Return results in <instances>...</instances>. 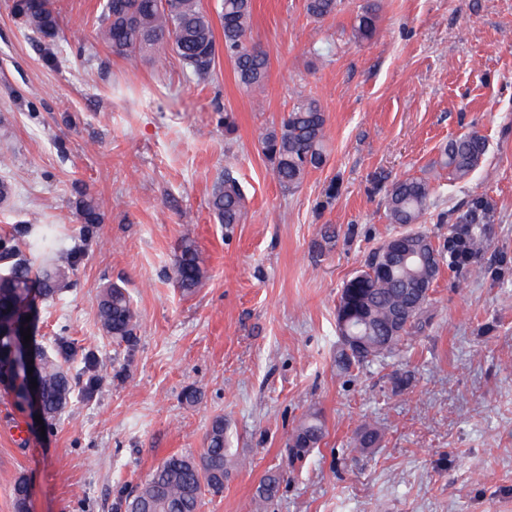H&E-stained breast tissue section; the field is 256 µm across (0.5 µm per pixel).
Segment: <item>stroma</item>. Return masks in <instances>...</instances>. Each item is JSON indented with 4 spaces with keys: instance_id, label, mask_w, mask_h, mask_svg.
Listing matches in <instances>:
<instances>
[{
    "instance_id": "1",
    "label": "stroma",
    "mask_w": 512,
    "mask_h": 512,
    "mask_svg": "<svg viewBox=\"0 0 512 512\" xmlns=\"http://www.w3.org/2000/svg\"><path fill=\"white\" fill-rule=\"evenodd\" d=\"M102 2L54 0L61 29L44 38L0 0V179L13 187L0 237L25 252L48 226L59 247L82 244L74 287L37 305L35 339L65 336L103 366L93 398L43 427L0 392V512H14L21 477L29 512H125L166 458L200 452L217 416L232 474L200 512H512V0H380L365 42L352 24L366 0L320 23L305 0H253L251 38L271 51L259 99L223 57L200 81L169 51L113 53L97 37ZM307 96L327 114L329 160L287 193L259 136ZM473 130L487 157L452 179L439 147ZM227 170L245 194L230 226L208 205ZM406 176L435 190L418 226L435 243L448 235L437 213L476 195L494 206L489 238L476 271L441 270L398 355L339 371V292L399 232L384 197ZM84 191L102 216L89 239ZM187 230L208 259L191 294L172 278ZM111 283L139 313L130 347L97 321ZM314 412L325 436L290 463ZM366 426L371 448L357 444ZM274 469L285 480L263 507L256 488Z\"/></svg>"
}]
</instances>
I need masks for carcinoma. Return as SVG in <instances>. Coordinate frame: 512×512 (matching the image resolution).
Masks as SVG:
<instances>
[{
    "label": "carcinoma",
    "mask_w": 512,
    "mask_h": 512,
    "mask_svg": "<svg viewBox=\"0 0 512 512\" xmlns=\"http://www.w3.org/2000/svg\"><path fill=\"white\" fill-rule=\"evenodd\" d=\"M169 7L157 6V0H104L98 37L112 51L122 55H145L165 48L179 59L182 69L197 80L214 75L219 45L213 21L201 0H168ZM341 0H306L309 17L324 20L333 15ZM219 18L224 36V56L233 64L234 76L244 91L259 96L264 92L271 60L270 50L250 42L252 0H221ZM15 12L34 34L52 38L59 29V17L52 0H15ZM380 4L367 0L356 15L353 37L370 40L377 31ZM327 115L319 99L303 97L284 115L279 124L261 134L262 153L271 164L273 176L284 191H294L312 170L323 168L328 160L326 149ZM488 154V141L477 131L452 138L440 148L439 164L448 168L454 179L473 173ZM209 205L220 223L239 224L244 214L242 186L231 172L217 181ZM432 205V188L419 177L393 182L385 195L387 216L392 224L408 227L421 223ZM491 206L486 199L465 202L446 214L437 215V223H451L448 240H456L458 230L467 228L474 251L457 249L455 259L444 261V244L413 231L385 240L369 256L365 269L346 281L336 306V330L355 336L364 343L359 354L340 346L336 366L347 370L379 359L392 357L405 337L422 326V316L430 300V291L440 273L448 269L468 270L487 239L486 224ZM79 215L89 229L101 218L92 198L80 202ZM80 251L58 247L53 234L46 233L31 248V257L21 252L10 238H0V319L9 326L23 324L35 316L36 302L52 300L74 285V271ZM207 259L190 234L178 243L173 259V278L186 294L198 288L207 273ZM97 320L102 332L118 343L132 345L137 339L139 315L127 290L118 284L102 289ZM12 337L0 332V385L14 392L17 405L22 396L13 385L14 365L10 355ZM41 365V403L44 419L53 421L61 415L74 392L86 396L92 381L78 388L79 373H71L68 363L75 350L64 338L54 346H35ZM324 427L319 415L312 413L299 424L289 439L293 459H304L319 447ZM230 461L225 448L224 418L213 420L205 439V448L193 455H172L126 499V512H199L204 493L220 495L229 477ZM282 476L265 475L257 488L262 502L274 500ZM30 485L21 477L13 487L15 512H29Z\"/></svg>",
    "instance_id": "obj_1"
}]
</instances>
